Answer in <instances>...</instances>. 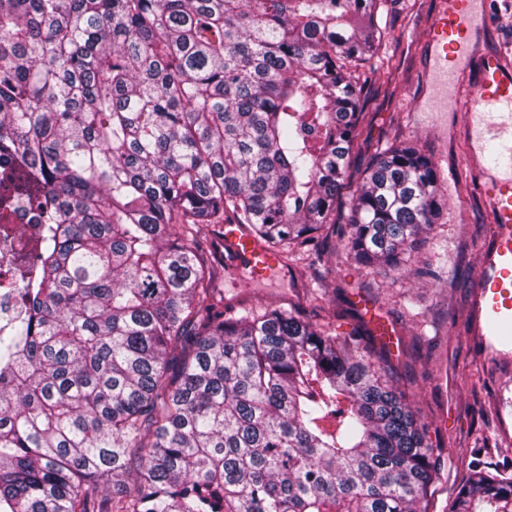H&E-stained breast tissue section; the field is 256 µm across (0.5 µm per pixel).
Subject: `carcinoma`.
Instances as JSON below:
<instances>
[{
  "label": "carcinoma",
  "instance_id": "cac0c4a2",
  "mask_svg": "<svg viewBox=\"0 0 512 512\" xmlns=\"http://www.w3.org/2000/svg\"><path fill=\"white\" fill-rule=\"evenodd\" d=\"M384 30L378 0H0V143L46 224L0 333V512H429L427 426L374 331L224 304L208 236L403 266L445 206L417 145L333 219ZM450 512H512V472Z\"/></svg>",
  "mask_w": 512,
  "mask_h": 512
}]
</instances>
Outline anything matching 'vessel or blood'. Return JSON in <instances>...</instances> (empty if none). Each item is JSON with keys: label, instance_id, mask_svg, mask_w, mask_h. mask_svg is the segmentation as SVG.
Here are the masks:
<instances>
[{"label": "vessel or blood", "instance_id": "b4317fda", "mask_svg": "<svg viewBox=\"0 0 512 512\" xmlns=\"http://www.w3.org/2000/svg\"><path fill=\"white\" fill-rule=\"evenodd\" d=\"M490 24L489 0H437L428 75L452 87L466 113L468 166L484 193L493 245L478 273L474 335L491 339V354L512 360V61L479 43ZM224 265L265 274L278 258L245 225L224 223Z\"/></svg>", "mask_w": 512, "mask_h": 512}]
</instances>
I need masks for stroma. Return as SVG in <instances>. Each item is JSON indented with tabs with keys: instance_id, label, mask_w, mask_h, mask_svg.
Segmentation results:
<instances>
[{
	"instance_id": "stroma-1",
	"label": "stroma",
	"mask_w": 512,
	"mask_h": 512,
	"mask_svg": "<svg viewBox=\"0 0 512 512\" xmlns=\"http://www.w3.org/2000/svg\"><path fill=\"white\" fill-rule=\"evenodd\" d=\"M436 0H384L387 20L375 69H359L374 93L363 122L372 151L403 140L416 142L436 165L447 207L425 242L408 252L402 272L369 274L333 241L315 278L283 276L224 281L225 296L245 307L282 298L307 307L309 291L326 293L319 319L350 331L356 314L371 307L391 331L386 348L416 417L428 428L436 460L430 512H448L459 485L478 465L512 470V409L501 407L507 371L472 334L479 268L491 238L483 194L465 167L455 107L424 111L421 93L435 95L425 75L426 43Z\"/></svg>"
}]
</instances>
